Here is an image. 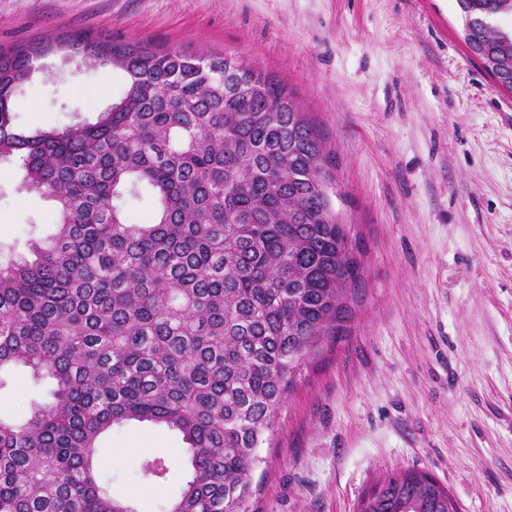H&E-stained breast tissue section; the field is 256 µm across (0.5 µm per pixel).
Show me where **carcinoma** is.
Listing matches in <instances>:
<instances>
[{"mask_svg": "<svg viewBox=\"0 0 512 512\" xmlns=\"http://www.w3.org/2000/svg\"><path fill=\"white\" fill-rule=\"evenodd\" d=\"M463 41L512 92V0H456ZM67 48L127 75L93 122L20 127L14 95ZM52 199L34 261L0 258V375L50 401L0 416V512H135L98 470L130 421L178 432L191 467L163 512H250L258 448L302 362L344 335L361 276L322 139L285 84L231 55L73 30L0 50V163ZM154 216L127 222L123 195ZM169 464H142L162 480ZM358 512H458L426 472L380 480Z\"/></svg>", "mask_w": 512, "mask_h": 512, "instance_id": "1", "label": "carcinoma"}]
</instances>
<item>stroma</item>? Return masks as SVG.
Masks as SVG:
<instances>
[{
    "instance_id": "obj_1",
    "label": "stroma",
    "mask_w": 512,
    "mask_h": 512,
    "mask_svg": "<svg viewBox=\"0 0 512 512\" xmlns=\"http://www.w3.org/2000/svg\"><path fill=\"white\" fill-rule=\"evenodd\" d=\"M86 30L245 59L307 112L342 188L363 275L347 333L306 359L258 454L252 512H356L385 475L423 470L460 512H512V93L463 42L455 0H0V49ZM15 97L17 125L95 120L126 74L54 54ZM0 165V254L30 257L53 202ZM48 399L23 367L0 414ZM170 464L158 484L145 459ZM98 466L135 512L189 473L186 445L137 421Z\"/></svg>"
}]
</instances>
